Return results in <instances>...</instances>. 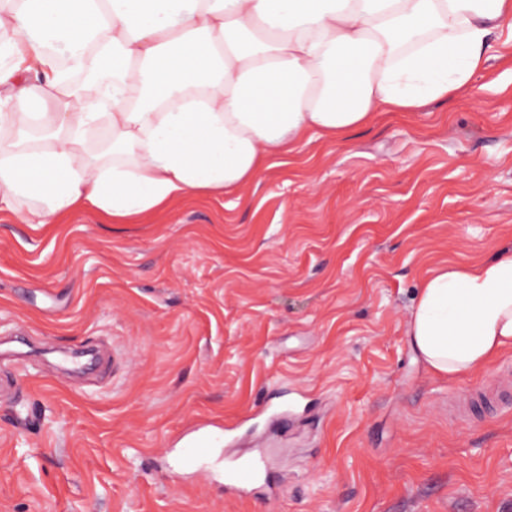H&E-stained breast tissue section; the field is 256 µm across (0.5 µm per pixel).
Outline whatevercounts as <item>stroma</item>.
<instances>
[{
    "label": "stroma",
    "mask_w": 512,
    "mask_h": 512,
    "mask_svg": "<svg viewBox=\"0 0 512 512\" xmlns=\"http://www.w3.org/2000/svg\"><path fill=\"white\" fill-rule=\"evenodd\" d=\"M512 246V48L471 91L275 156L242 196L130 224L0 215V512H512V381L433 374L410 344L429 272ZM16 335L100 345V374L21 366ZM207 422L276 495L194 478ZM193 432L183 435L180 439L185 457L193 460L209 455L213 448H216L218 443L224 438L219 434L198 437L193 435Z\"/></svg>",
    "instance_id": "stroma-1"
}]
</instances>
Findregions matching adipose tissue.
Returning <instances> with one entry per match:
<instances>
[{
	"mask_svg": "<svg viewBox=\"0 0 512 512\" xmlns=\"http://www.w3.org/2000/svg\"><path fill=\"white\" fill-rule=\"evenodd\" d=\"M512 0H0V211L122 222L246 189L270 157L465 93ZM439 376L512 347V249L426 277Z\"/></svg>",
	"mask_w": 512,
	"mask_h": 512,
	"instance_id": "obj_1",
	"label": "adipose tissue"
}]
</instances>
